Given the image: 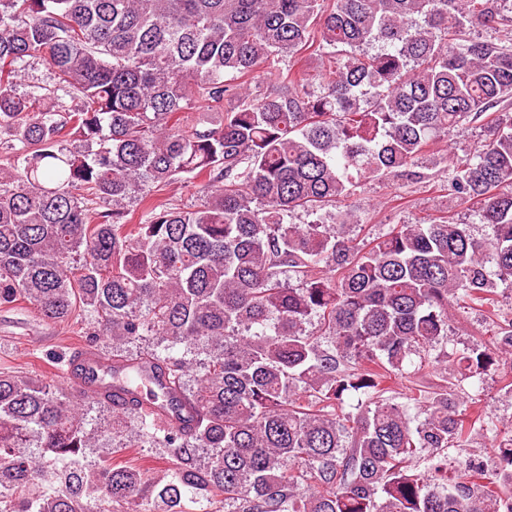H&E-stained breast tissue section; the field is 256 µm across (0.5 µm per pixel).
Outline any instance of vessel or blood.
<instances>
[{
  "label": "vessel or blood",
  "mask_w": 512,
  "mask_h": 512,
  "mask_svg": "<svg viewBox=\"0 0 512 512\" xmlns=\"http://www.w3.org/2000/svg\"><path fill=\"white\" fill-rule=\"evenodd\" d=\"M126 373L125 366L113 363L97 346L84 344L72 355L65 380L84 398L104 399L117 408L142 401L154 406L171 429L191 426L192 410L181 404L180 393L168 388L165 376L153 365H140V382L133 388L126 383Z\"/></svg>",
  "instance_id": "b4317fda"
}]
</instances>
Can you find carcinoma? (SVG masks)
<instances>
[{
  "label": "carcinoma",
  "instance_id": "carcinoma-1",
  "mask_svg": "<svg viewBox=\"0 0 512 512\" xmlns=\"http://www.w3.org/2000/svg\"><path fill=\"white\" fill-rule=\"evenodd\" d=\"M507 2L0 0V308L81 319L197 410L179 432L0 374V512H512V482L448 473L476 435L512 456V423L459 395L491 373L512 393V113L443 168L486 237L448 213L367 247L339 207L365 181L424 178L434 141L512 104V39L482 35L512 26ZM304 53L329 59L320 79L259 72ZM35 57L54 83L19 94ZM190 177L191 209L130 223ZM459 304L493 334L450 349Z\"/></svg>",
  "mask_w": 512,
  "mask_h": 512
}]
</instances>
